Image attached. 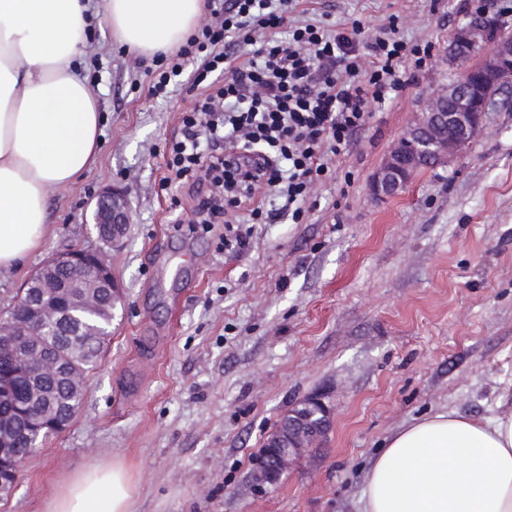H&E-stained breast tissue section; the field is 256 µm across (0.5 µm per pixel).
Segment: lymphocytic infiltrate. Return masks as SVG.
Segmentation results:
<instances>
[{"label": "lymphocytic infiltrate", "instance_id": "1", "mask_svg": "<svg viewBox=\"0 0 512 512\" xmlns=\"http://www.w3.org/2000/svg\"><path fill=\"white\" fill-rule=\"evenodd\" d=\"M298 0H207L197 33L175 56L155 54L161 71L151 94L166 91L193 64L195 102L182 116L181 135L168 151L166 184L187 186L193 223L224 227L225 249L243 247L228 211L246 208L252 223L300 220L314 184L330 173L328 155L347 152L369 118L368 101L385 102L401 85L405 53L428 57L386 27L357 60L362 27L336 32L306 23L291 38H275ZM264 31L248 59L240 43Z\"/></svg>", "mask_w": 512, "mask_h": 512}]
</instances>
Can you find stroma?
Masks as SVG:
<instances>
[{
    "mask_svg": "<svg viewBox=\"0 0 512 512\" xmlns=\"http://www.w3.org/2000/svg\"><path fill=\"white\" fill-rule=\"evenodd\" d=\"M306 20L349 28L360 43L397 19L430 44L409 82L370 103L368 124L305 201L301 223L250 225L227 251L222 225L177 223L187 191L162 189L165 154L189 105L185 77L148 97L138 53L107 20L84 35L80 66L101 112L94 164L50 188L48 230L22 267L0 271V314L56 253L96 248L97 195L121 191L133 222L110 252L124 289L107 348L69 425L21 467L0 512H45L79 471L115 459L132 470L133 512H363L372 459L386 440L442 412L512 413V89L485 127L397 195L370 183L423 103L474 55L448 61L478 13L512 36V0H301ZM321 400L329 431L274 484L252 472L297 403Z\"/></svg>",
    "mask_w": 512,
    "mask_h": 512,
    "instance_id": "stroma-1",
    "label": "stroma"
}]
</instances>
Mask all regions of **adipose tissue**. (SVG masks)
Listing matches in <instances>:
<instances>
[{"label": "adipose tissue", "mask_w": 512, "mask_h": 512, "mask_svg": "<svg viewBox=\"0 0 512 512\" xmlns=\"http://www.w3.org/2000/svg\"><path fill=\"white\" fill-rule=\"evenodd\" d=\"M203 0H0V270L41 243L48 188L94 160L102 117L78 67L102 13L116 41L150 56L185 43ZM134 481L119 462L86 468L48 512H130ZM365 512H512V414L438 413L395 434L375 459Z\"/></svg>", "instance_id": "ef3b65f1"}]
</instances>
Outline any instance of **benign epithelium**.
<instances>
[{
    "label": "benign epithelium",
    "instance_id": "benign-epithelium-1",
    "mask_svg": "<svg viewBox=\"0 0 512 512\" xmlns=\"http://www.w3.org/2000/svg\"><path fill=\"white\" fill-rule=\"evenodd\" d=\"M487 38L481 24H471L461 31L454 44V57L468 55L479 41ZM512 88V37L493 40L488 58L462 70L447 87L440 89L427 102L418 118L390 151L375 174L371 190L376 196H392L402 189L423 163L434 166L463 148L483 130L484 117L490 111L491 99L485 89ZM97 240L96 249L72 248L57 253L39 269L21 291L16 307L26 312L27 321L20 324L13 312L0 316V355L12 360L19 372L30 380L51 377L65 380L75 363L44 345L39 329L54 323L59 335L69 331L63 308L73 300L86 305L97 302L103 294L115 302L122 298V289L112 277L106 249L116 246L127 234L131 211L122 193L108 189L100 193L93 212ZM62 271V282L56 272ZM27 425L46 434L62 431L70 422L66 413L28 410ZM328 416L324 406L312 400L302 409L288 414V429L267 443L256 462L254 477L259 483L279 480L293 457L308 447L306 439L326 429ZM38 447L24 454L14 452L13 438L0 434V496L7 497L16 488L20 463Z\"/></svg>",
    "mask_w": 512,
    "mask_h": 512
}]
</instances>
